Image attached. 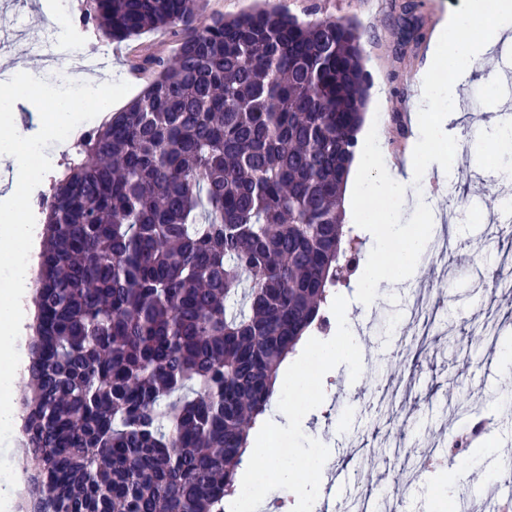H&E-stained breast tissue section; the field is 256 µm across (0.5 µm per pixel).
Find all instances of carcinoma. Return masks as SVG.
Listing matches in <instances>:
<instances>
[{
    "instance_id": "obj_1",
    "label": "carcinoma",
    "mask_w": 512,
    "mask_h": 512,
    "mask_svg": "<svg viewBox=\"0 0 512 512\" xmlns=\"http://www.w3.org/2000/svg\"><path fill=\"white\" fill-rule=\"evenodd\" d=\"M200 2L89 0L107 40L167 28L179 48L43 206L28 512H224L282 366L360 264L356 27ZM258 2L254 0H206L202 5L205 16L221 14L224 16H234L241 12L249 11L257 6Z\"/></svg>"
}]
</instances>
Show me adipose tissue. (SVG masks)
<instances>
[{
  "label": "adipose tissue",
  "instance_id": "1",
  "mask_svg": "<svg viewBox=\"0 0 512 512\" xmlns=\"http://www.w3.org/2000/svg\"><path fill=\"white\" fill-rule=\"evenodd\" d=\"M491 20L478 40L453 46L449 52L433 48L437 67L454 65L471 70L487 56L501 40L512 37V0H467V5L448 18L446 28L440 29L439 40H446L449 30L472 29L478 17ZM78 98L48 91L40 71L17 70L13 78L0 85V126H10L15 105L22 99L37 100L42 106L41 127L38 134L14 129L7 138H0V154L13 163L12 187L0 196V265L9 270L8 283L0 289V471L10 479L0 487V512H11L15 488L11 479L18 470L17 458L12 453L18 441L15 431L20 420L13 394L24 370V339L30 322L31 268L36 261L38 242L34 225L25 221L23 201L29 186L41 183L44 172L51 167L50 158L42 151L45 140H52L56 152L69 151L80 135L83 121L76 112L77 100L94 105L98 119H108L112 113V87L108 84L75 80ZM365 147L354 159V178L347 190L348 219L371 214L382 224L384 234L381 248L383 262L368 266L370 285L395 282L408 277L418 266V256L436 234L432 224H420L403 233L392 232L399 223L404 207L428 211L427 195L420 194L405 200L400 189L415 180L413 166L403 170H388L374 174V155L380 139L372 133L364 135Z\"/></svg>",
  "mask_w": 512,
  "mask_h": 512
}]
</instances>
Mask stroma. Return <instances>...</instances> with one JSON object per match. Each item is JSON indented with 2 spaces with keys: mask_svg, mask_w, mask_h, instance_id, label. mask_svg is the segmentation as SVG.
I'll return each instance as SVG.
<instances>
[{
  "mask_svg": "<svg viewBox=\"0 0 512 512\" xmlns=\"http://www.w3.org/2000/svg\"><path fill=\"white\" fill-rule=\"evenodd\" d=\"M405 0H282L289 12L304 20L346 18L361 34L366 70L370 76L366 122L376 125L383 140L378 154L382 169L403 168L417 160L415 127L419 122L441 123L448 113L442 106L426 112L412 109L416 79L428 70L433 59L430 41L442 18L459 9L463 0H420L414 16L402 11ZM25 24V37H15L18 24ZM418 26L422 39L406 37L408 25ZM13 33L9 50L0 51V75L8 74L15 61L43 70L48 86L55 91L70 90V76L52 69L47 53L63 50V35L54 17L46 14L40 0H0V32ZM178 36L168 29L147 31L140 36L113 43L112 68L99 72L98 80L110 82L125 99L135 97L152 79L145 57H173ZM484 109L472 113L467 123L470 137H455L442 144L444 152L457 155L460 163L449 186L461 191L469 170L486 173L499 152L484 143L481 128ZM456 239L478 247L487 262L496 264L512 248V232L505 223L462 221L452 225ZM475 264L460 267L454 254L441 252L422 265L413 278L383 285L374 300L386 325L362 334L365 363L362 379L347 388L344 369H332L323 378L325 399L302 421L307 436L325 444L330 455L321 475V488H328L336 472L353 474L371 469L376 483L389 489V512L405 506L406 512H422L427 475L412 484H395L403 465L390 445L388 434L396 429L406 433L410 459L424 460L427 444L445 442L465 433L464 413L474 405H491L492 400L512 385V378L496 363L497 352L477 339L476 330L486 328L512 333V309L502 307L501 294L478 288ZM445 301L434 315L425 345L402 342L407 303L419 291ZM406 387L397 409L378 401V390L391 384ZM492 407V405H491ZM496 431L512 433V413L492 407Z\"/></svg>",
  "mask_w": 512,
  "mask_h": 512,
  "instance_id": "stroma-1",
  "label": "stroma"
}]
</instances>
